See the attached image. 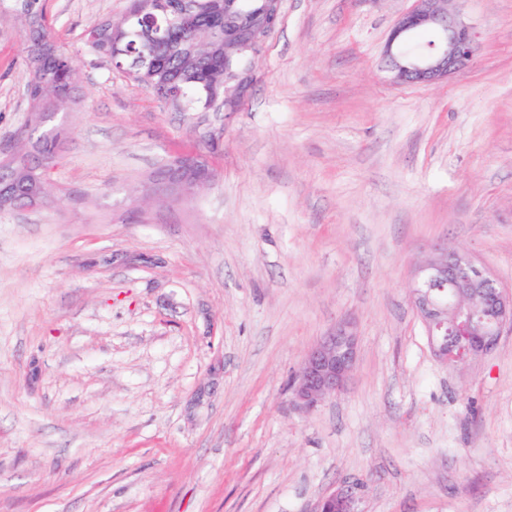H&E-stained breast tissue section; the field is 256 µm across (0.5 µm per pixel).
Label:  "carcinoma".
<instances>
[{
	"instance_id": "1",
	"label": "carcinoma",
	"mask_w": 512,
	"mask_h": 512,
	"mask_svg": "<svg viewBox=\"0 0 512 512\" xmlns=\"http://www.w3.org/2000/svg\"><path fill=\"white\" fill-rule=\"evenodd\" d=\"M29 0L33 21L29 24L26 65L31 75L27 85L28 118L16 138L15 157L0 164V183L12 191L0 211L29 205L23 181L34 165L56 163V141L41 143L37 153L28 150V129L41 112L70 108L77 90L75 60L49 37L45 18ZM182 0H131L127 14L117 21H100L87 32L86 45L97 56L112 60V34H124L125 55L117 58L130 67L145 56L155 67L153 90L179 112L204 111L203 89L224 83V49L216 43L220 12L208 0H199L193 26H182Z\"/></svg>"
}]
</instances>
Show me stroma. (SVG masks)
I'll list each match as a JSON object with an SVG mask.
<instances>
[{
    "instance_id": "1",
    "label": "stroma",
    "mask_w": 512,
    "mask_h": 512,
    "mask_svg": "<svg viewBox=\"0 0 512 512\" xmlns=\"http://www.w3.org/2000/svg\"><path fill=\"white\" fill-rule=\"evenodd\" d=\"M75 60L58 201L0 212V512H512V332L448 367L409 293L441 243L512 289V0H458L471 64L397 84L412 0H282L233 112H177L89 51L129 0H40ZM20 0H0V148L27 118ZM200 154L181 199L150 178ZM349 322L344 390L291 401ZM214 394L199 397L208 381ZM360 483L345 481L337 490L323 497L314 512H360L358 511Z\"/></svg>"
}]
</instances>
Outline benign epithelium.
Wrapping results in <instances>:
<instances>
[{
    "label": "benign epithelium",
    "mask_w": 512,
    "mask_h": 512,
    "mask_svg": "<svg viewBox=\"0 0 512 512\" xmlns=\"http://www.w3.org/2000/svg\"><path fill=\"white\" fill-rule=\"evenodd\" d=\"M456 0H413L396 22L385 46L393 81L436 83L468 67L479 32L457 18ZM281 0H263L255 17L238 13L236 0H224V55L243 45L258 55L280 17ZM252 82V67L234 64L221 85L205 88V109L236 108ZM209 166L193 156L174 159L152 179L153 192L184 197L211 179ZM413 307L435 357L448 367L475 360L498 345L504 330L512 331V291L472 258L437 245L416 265ZM357 337L350 323L340 322L306 353L292 383V400L310 411L340 392L353 371ZM360 483L346 481L323 497L314 512H358Z\"/></svg>",
    "instance_id": "obj_1"
}]
</instances>
